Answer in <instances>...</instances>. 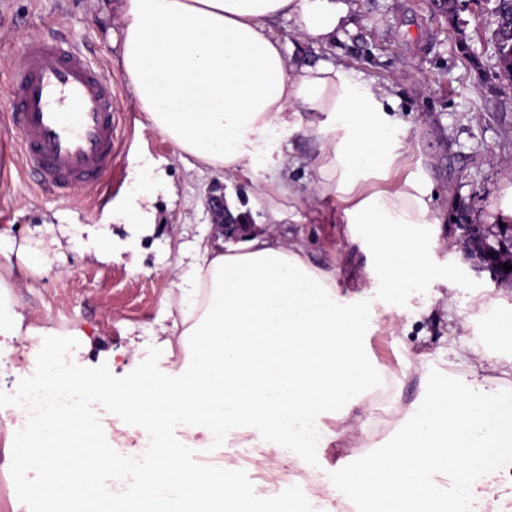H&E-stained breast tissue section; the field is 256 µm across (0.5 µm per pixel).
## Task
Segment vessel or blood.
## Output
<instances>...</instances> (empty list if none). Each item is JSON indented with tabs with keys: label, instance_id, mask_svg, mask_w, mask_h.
<instances>
[{
	"label": "vessel or blood",
	"instance_id": "b4317fda",
	"mask_svg": "<svg viewBox=\"0 0 512 512\" xmlns=\"http://www.w3.org/2000/svg\"><path fill=\"white\" fill-rule=\"evenodd\" d=\"M1 94L13 109L22 167L35 185L61 198L76 187L105 194L115 128L112 85L78 43L54 36L28 42Z\"/></svg>",
	"mask_w": 512,
	"mask_h": 512
}]
</instances>
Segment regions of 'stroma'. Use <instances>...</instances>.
<instances>
[{
	"label": "stroma",
	"instance_id": "stroma-1",
	"mask_svg": "<svg viewBox=\"0 0 512 512\" xmlns=\"http://www.w3.org/2000/svg\"><path fill=\"white\" fill-rule=\"evenodd\" d=\"M350 11L334 40L321 51L298 44L297 57L333 59L354 76L372 79L395 98L397 116L408 126V171L426 180L436 208L450 213L468 209L473 223L489 224L504 182L512 175V84L498 79V60L491 37L496 27L494 0L458 12L448 22L446 0H349ZM118 16L107 0H0V74L22 63L21 48L43 35L70 38L100 60L101 76L112 84L116 132L107 171L108 193L101 198L75 190L58 199L36 187L21 171V142L14 137L11 111L0 102V135L9 136L11 170L0 175V231L25 245L32 228L52 221L55 213L77 214L86 224L102 222L108 206L130 187L129 173L141 153L164 157L176 188L174 204L158 201L160 223L153 236L142 239L139 271L122 262L99 263L64 243L52 230L47 259L31 263L25 253L12 259L21 285L18 297L37 318L59 330L55 345L71 344L69 330L93 336L92 350L83 355L86 368L111 370L112 386L135 383L145 371L164 377L169 365L156 348L152 332L174 278L172 243L198 236L214 241L223 234L206 208L211 185L224 186L247 211L248 221L286 243L306 247L312 261L335 270L341 292H356L347 250L346 227L339 224L337 198L313 195L317 179L314 139L299 133L280 134L288 144L291 164L282 174L294 195L279 220H271L267 200L247 172L198 173L179 159L161 135L142 129L141 113L129 101L127 81L116 64L118 50L110 32ZM440 243L427 254V274L416 287L391 295L377 287L362 302L374 314L365 349L371 363L394 384L392 404L370 401L366 410L375 439L396 446L395 429L421 401L433 381L469 375L470 348L483 338L485 310L471 301L474 293L503 296L512 304V281L494 280L475 271L461 258L457 234L443 225ZM392 307L396 334L382 320ZM460 327L455 346L448 330ZM8 427L0 418V512H38L32 495L40 477L19 468L20 451L6 447ZM371 450L365 440L324 449L318 458L333 499L345 496L339 465L362 466Z\"/></svg>",
	"mask_w": 512,
	"mask_h": 512
}]
</instances>
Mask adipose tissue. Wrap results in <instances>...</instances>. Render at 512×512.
<instances>
[{
	"label": "adipose tissue",
	"mask_w": 512,
	"mask_h": 512,
	"mask_svg": "<svg viewBox=\"0 0 512 512\" xmlns=\"http://www.w3.org/2000/svg\"><path fill=\"white\" fill-rule=\"evenodd\" d=\"M347 12L345 0H120L112 40L143 128L191 156L198 172L270 174L288 164L278 132L314 137V189L342 196L357 281L399 292L422 279L441 220L429 186L400 174L408 147L386 114L388 92L331 61L294 66L292 44L276 30L289 23L318 48ZM372 176L391 180V188L363 190ZM134 186L107 223L69 218L72 246L98 261L137 253L157 222L159 198L172 193L163 160L145 158ZM115 224L125 237L113 236ZM179 255L157 333L172 374L147 371L117 391L107 372H87L75 359L59 364L54 328L33 325L12 301L17 281L11 266L0 265V361L12 358L18 373L38 365L51 390H111L117 407L99 419L72 407L33 418L15 399H0V415L12 422L6 445L23 451L16 465L40 469L41 494L65 499L68 512H88L92 503L98 512H254L253 495L232 472L188 469L183 457L224 447L301 448L307 424L327 448L350 420L368 428L360 415L381 384L362 345L370 319L355 296L339 294L335 271L266 234L219 248L201 239ZM485 328L495 347L479 358L494 356L511 377L512 306L493 308ZM18 336L30 338L27 352L15 353ZM175 424L187 439L171 441ZM104 428L126 456L101 446ZM396 433L395 450L345 471L346 494L383 501L388 512H432L441 495L436 472L453 475L460 500L473 494L471 475L496 477L500 456L512 450V399L467 378L437 383ZM145 434L152 466L137 470L129 492L101 494L105 473L134 468Z\"/></svg>",
	"instance_id": "adipose-tissue-1"
}]
</instances>
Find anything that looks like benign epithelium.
<instances>
[{"label":"benign epithelium","mask_w":512,"mask_h":512,"mask_svg":"<svg viewBox=\"0 0 512 512\" xmlns=\"http://www.w3.org/2000/svg\"><path fill=\"white\" fill-rule=\"evenodd\" d=\"M207 207L212 223L224 227V234H234L240 229L237 219L225 208L224 186L215 184L207 196ZM461 230L459 243L465 258L477 269H487L496 277L512 279V270L505 271L503 264L512 265V225L458 224Z\"/></svg>","instance_id":"obj_1"}]
</instances>
